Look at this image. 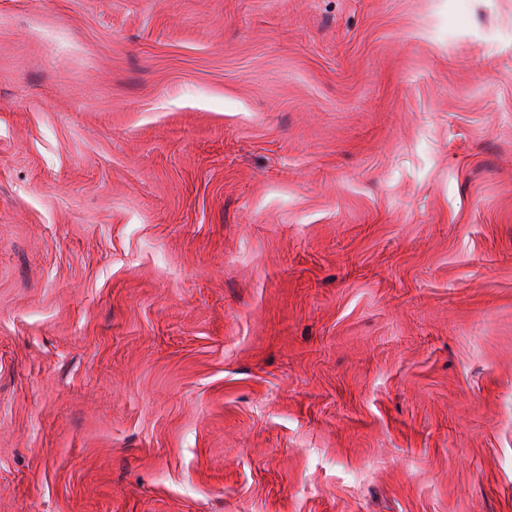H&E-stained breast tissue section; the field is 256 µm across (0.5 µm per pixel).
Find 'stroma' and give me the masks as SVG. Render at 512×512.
Instances as JSON below:
<instances>
[{
  "label": "stroma",
  "mask_w": 512,
  "mask_h": 512,
  "mask_svg": "<svg viewBox=\"0 0 512 512\" xmlns=\"http://www.w3.org/2000/svg\"><path fill=\"white\" fill-rule=\"evenodd\" d=\"M0 512H512V0H0Z\"/></svg>",
  "instance_id": "obj_1"
}]
</instances>
